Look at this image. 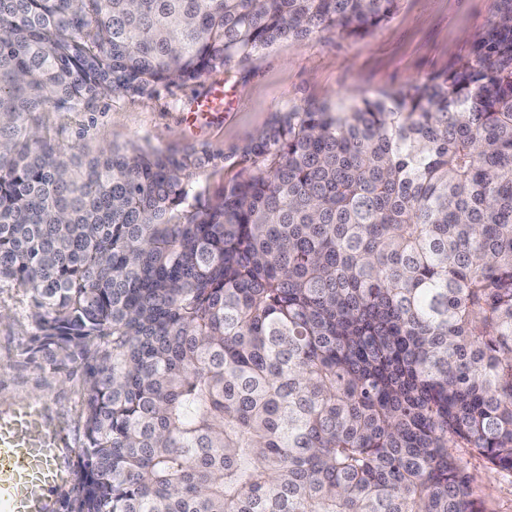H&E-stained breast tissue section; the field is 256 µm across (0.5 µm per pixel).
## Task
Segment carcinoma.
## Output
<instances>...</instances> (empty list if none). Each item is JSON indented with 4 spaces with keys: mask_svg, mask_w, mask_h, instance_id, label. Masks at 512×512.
I'll return each mask as SVG.
<instances>
[{
    "mask_svg": "<svg viewBox=\"0 0 512 512\" xmlns=\"http://www.w3.org/2000/svg\"><path fill=\"white\" fill-rule=\"evenodd\" d=\"M398 5L0 0V288L85 385L70 512H485L453 449L512 473V9L441 78L278 111L210 204L214 155L41 118Z\"/></svg>",
    "mask_w": 512,
    "mask_h": 512,
    "instance_id": "obj_1",
    "label": "carcinoma"
}]
</instances>
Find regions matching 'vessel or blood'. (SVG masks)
<instances>
[{
  "label": "vessel or blood",
  "instance_id": "vessel-or-blood-1",
  "mask_svg": "<svg viewBox=\"0 0 512 512\" xmlns=\"http://www.w3.org/2000/svg\"><path fill=\"white\" fill-rule=\"evenodd\" d=\"M46 410L27 402L0 411V512H53L50 494L70 476L63 431H48Z\"/></svg>",
  "mask_w": 512,
  "mask_h": 512
}]
</instances>
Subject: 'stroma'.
Instances as JSON below:
<instances>
[{
	"mask_svg": "<svg viewBox=\"0 0 512 512\" xmlns=\"http://www.w3.org/2000/svg\"><path fill=\"white\" fill-rule=\"evenodd\" d=\"M511 1L400 0L394 16L366 35L325 30L281 40L257 61L230 73L162 87L152 95L116 93L95 111L47 112L43 121L50 130L61 131L64 143L91 152L128 143L207 150L215 160L198 178L207 200L241 169L232 149L256 136L278 110L396 94L444 76L473 57L493 16ZM213 96L222 98L223 112L189 118L190 103ZM33 312L29 292L0 288V409L42 402L48 425L65 430L66 452L75 456L85 443L84 384L51 358L30 355L29 341L37 331ZM461 458L477 480L486 512H512V475L490 469L477 455L465 452Z\"/></svg>",
	"mask_w": 512,
	"mask_h": 512,
	"instance_id": "obj_1",
	"label": "stroma"
}]
</instances>
